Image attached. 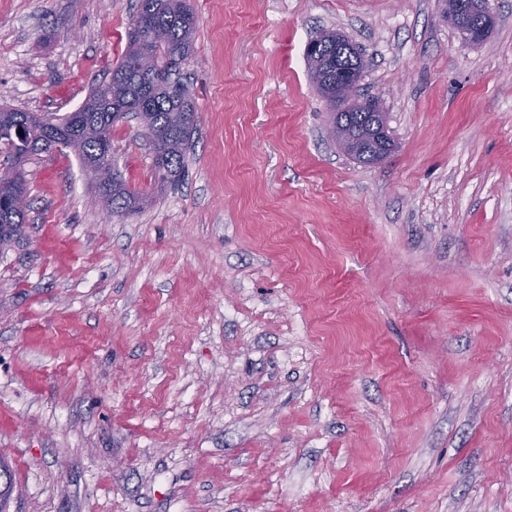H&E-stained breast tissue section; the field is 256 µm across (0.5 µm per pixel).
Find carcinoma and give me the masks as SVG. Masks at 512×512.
I'll list each match as a JSON object with an SVG mask.
<instances>
[{
	"label": "carcinoma",
	"mask_w": 512,
	"mask_h": 512,
	"mask_svg": "<svg viewBox=\"0 0 512 512\" xmlns=\"http://www.w3.org/2000/svg\"><path fill=\"white\" fill-rule=\"evenodd\" d=\"M197 19L189 0H138L137 11L128 35V43L121 61L112 69L111 76L96 84L78 110L57 120L73 144L61 142L45 148L52 153L66 148L75 150L84 169L97 159L107 165L112 157L99 154L100 130L112 140V128L128 117L140 121L153 139V180L162 188L180 180L184 170L191 135L195 129V101L187 77L183 75V61L192 56ZM340 33L329 30L324 39L311 37L316 43L314 54L319 63L313 69L310 58H305L307 71L318 93H323V79L331 59L336 54V37ZM153 58L156 78L145 82L138 73L141 55ZM347 69L364 72V60L354 54H340ZM381 114L371 105H350L341 110L330 106V130L341 128L353 137L370 131L380 121ZM33 112L15 109L0 110V146L7 150L11 165H16L35 153L45 142V130ZM22 125L29 131L31 147L23 154L10 145V130ZM99 194L116 213L139 210L150 201V196L127 187L120 176L109 184L98 185ZM25 215L15 211L8 193H0V243L8 245L21 234Z\"/></svg>",
	"instance_id": "1"
}]
</instances>
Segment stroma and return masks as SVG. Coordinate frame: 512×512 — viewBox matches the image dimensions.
Masks as SVG:
<instances>
[{
    "label": "stroma",
    "mask_w": 512,
    "mask_h": 512,
    "mask_svg": "<svg viewBox=\"0 0 512 512\" xmlns=\"http://www.w3.org/2000/svg\"><path fill=\"white\" fill-rule=\"evenodd\" d=\"M176 188L118 216L72 151L24 163L0 252L6 512H512V0H190ZM135 0H0V106L59 118ZM371 60L397 151L327 138L305 47ZM112 164L152 188L137 121ZM466 19V5L463 2H455L453 9L448 11V22L452 26H456L458 32L459 30L463 31L465 38L472 42L483 41L488 29L492 27L493 21L495 20L494 16L488 15V17L485 18L484 21L481 22L477 28L473 30H466L465 28H463ZM25 215L15 211L7 192L0 193V249L21 234Z\"/></svg>",
    "instance_id": "35a3bbf8"
}]
</instances>
